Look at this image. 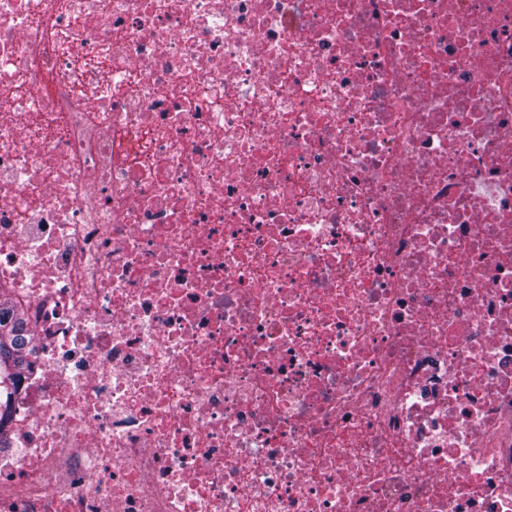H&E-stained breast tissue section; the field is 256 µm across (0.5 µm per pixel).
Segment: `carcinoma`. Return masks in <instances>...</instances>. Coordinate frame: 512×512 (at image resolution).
<instances>
[{
	"label": "carcinoma",
	"instance_id": "obj_1",
	"mask_svg": "<svg viewBox=\"0 0 512 512\" xmlns=\"http://www.w3.org/2000/svg\"><path fill=\"white\" fill-rule=\"evenodd\" d=\"M34 347L25 336L22 314L0 287V448L6 447L4 430L11 419V398L17 391L20 371L29 365Z\"/></svg>",
	"mask_w": 512,
	"mask_h": 512
}]
</instances>
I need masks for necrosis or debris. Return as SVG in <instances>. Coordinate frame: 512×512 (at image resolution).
<instances>
[{
  "label": "necrosis or debris",
  "mask_w": 512,
  "mask_h": 512,
  "mask_svg": "<svg viewBox=\"0 0 512 512\" xmlns=\"http://www.w3.org/2000/svg\"><path fill=\"white\" fill-rule=\"evenodd\" d=\"M0 512H512V0H0ZM34 350L25 336L19 308L0 285V448H8L4 430L11 419V398L17 391L20 371L29 365Z\"/></svg>",
  "instance_id": "4bbe7bcc"
}]
</instances>
